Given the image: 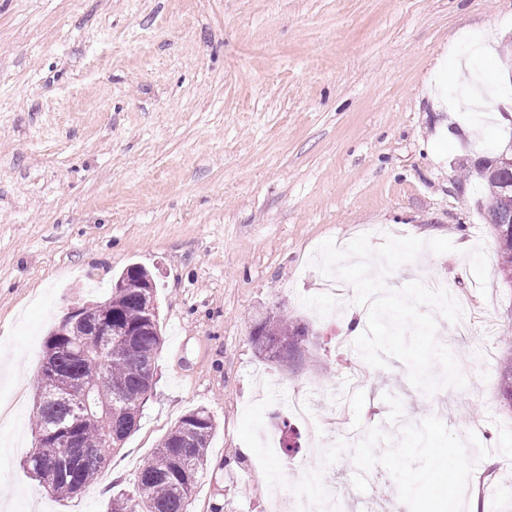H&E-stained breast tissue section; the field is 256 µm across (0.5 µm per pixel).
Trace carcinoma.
<instances>
[{"label": "carcinoma", "mask_w": 512, "mask_h": 512, "mask_svg": "<svg viewBox=\"0 0 512 512\" xmlns=\"http://www.w3.org/2000/svg\"><path fill=\"white\" fill-rule=\"evenodd\" d=\"M465 176L477 180L482 193L493 198L492 206L500 214L512 213V174L498 176L497 196L492 184L480 174L473 161L466 162ZM499 272L505 284L512 286V225L493 224ZM118 277L128 280V287L111 291L108 298L112 311V332L134 334V344L116 338L102 341L98 350L84 349L76 342L80 327L63 321L45 341L43 356L52 363V371L38 372L40 401L34 423L49 426L70 420L73 403L63 395L72 381L86 378L91 382L84 417L76 435L77 458L67 464L58 458V449L47 440L41 448V459L53 461L57 475L52 493L71 497L83 492L108 466L110 453L107 440L116 433L121 439L131 433L140 419L144 400L140 394L147 387L162 345L159 316L148 321L146 303L155 299L154 277L140 265H129ZM251 340L261 355L269 345L279 342L285 347L283 364L302 353L304 329L283 316H267L252 325ZM500 394L504 404L512 408V356L504 359ZM112 397V420L99 413L100 400ZM216 431L215 421L199 409L183 416L162 438L157 448L143 461L132 492L112 496L111 512H191L193 494L201 483L207 464L208 448Z\"/></svg>", "instance_id": "obj_1"}]
</instances>
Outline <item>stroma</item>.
Segmentation results:
<instances>
[{
    "mask_svg": "<svg viewBox=\"0 0 512 512\" xmlns=\"http://www.w3.org/2000/svg\"><path fill=\"white\" fill-rule=\"evenodd\" d=\"M512 0H0V512H109L159 441L194 410L216 431L192 512H266L305 479L294 395L324 421L313 472L345 512H512V288L464 180L468 155L512 141ZM487 68L492 113L427 94L437 58ZM450 239L386 285L443 280L460 320L437 317L465 388L426 393L400 360L354 347L353 291L324 290L319 246L385 231ZM483 248L488 285L467 257ZM153 272L163 345L136 430L83 493L53 495L24 465L35 445L44 341L77 304L105 300L128 264ZM308 329L306 356L259 355L267 309ZM366 372L352 392L353 368ZM283 423L288 451L259 434ZM480 457L479 468L467 455ZM367 470L374 491L351 477ZM411 485L408 498L399 491Z\"/></svg>",
    "mask_w": 512,
    "mask_h": 512,
    "instance_id": "35a3bbf8",
    "label": "stroma"
}]
</instances>
